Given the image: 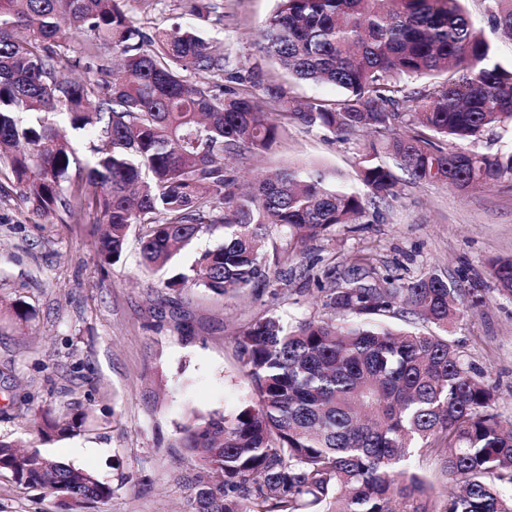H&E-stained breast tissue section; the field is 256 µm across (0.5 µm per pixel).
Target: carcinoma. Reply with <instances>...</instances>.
Wrapping results in <instances>:
<instances>
[{"instance_id": "cac0c4a2", "label": "carcinoma", "mask_w": 512, "mask_h": 512, "mask_svg": "<svg viewBox=\"0 0 512 512\" xmlns=\"http://www.w3.org/2000/svg\"><path fill=\"white\" fill-rule=\"evenodd\" d=\"M489 2V22L512 38V0ZM85 32L93 39L71 55V40ZM262 38L290 77L343 97L297 102L277 86L261 98L227 89L223 52L190 30L142 31L121 0H0V161L32 213L94 212L107 226L99 255L108 264L135 231L146 270L223 232L164 283L223 297L287 280L269 256L273 232L287 235L294 254L397 198L405 175L462 192L512 180V148L493 156L469 148L512 126V68L494 59L462 0H278ZM104 50L120 68L65 79L80 58ZM188 70L209 78L190 83ZM57 111L96 137L93 164L74 173L73 150L49 119ZM286 122L374 134L355 169L368 193L318 169L259 176L240 190L232 161L271 148ZM316 266L303 272L332 311L383 316L399 303L440 333L333 316L293 326L271 316L240 330L235 344L255 402L229 415L191 413L172 444L194 459L190 512H512V426L488 413L494 387L445 336L482 296L436 273L400 284L378 274L366 284L370 272L357 266L327 288L331 276ZM490 275L512 298V259L491 262ZM88 424L79 405L65 418L45 412L40 433ZM426 455L452 479L438 493L413 465ZM0 471L73 506L111 494L94 474L2 438Z\"/></svg>"}]
</instances>
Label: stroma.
Instances as JSON below:
<instances>
[{
    "mask_svg": "<svg viewBox=\"0 0 512 512\" xmlns=\"http://www.w3.org/2000/svg\"><path fill=\"white\" fill-rule=\"evenodd\" d=\"M204 17L188 15L182 0H123L144 32L193 26L227 58L226 87L249 90L259 67L263 85L282 86L297 99H335L331 86L288 77L261 48L260 31L276 0H213ZM475 28L497 60L512 66V39L488 21L489 0H464ZM361 137L341 139L320 129L288 125L272 149L234 162L239 181L258 171L326 168L353 172ZM102 228L93 212L38 216L22 187L0 163V438L39 449L94 473L112 489L98 502L75 507L0 472V512H189L181 478L192 464L171 446L189 413L234 412L253 394L233 337L270 315L284 323L324 314V294L302 275L309 261L347 276L353 258L404 281L436 272L483 302L448 328V339L477 378L496 388L490 411L512 422V298L500 296L489 272L495 258H512V181L461 193L447 186L407 183L376 219L336 227L288 262V280L220 297L162 282L188 267L218 238L202 235L171 265L153 273L137 263L136 242L119 262L102 263ZM29 311L22 321L14 305ZM94 419L89 430L44 440L40 415L75 406Z\"/></svg>",
    "mask_w": 512,
    "mask_h": 512,
    "instance_id": "1",
    "label": "stroma"
}]
</instances>
